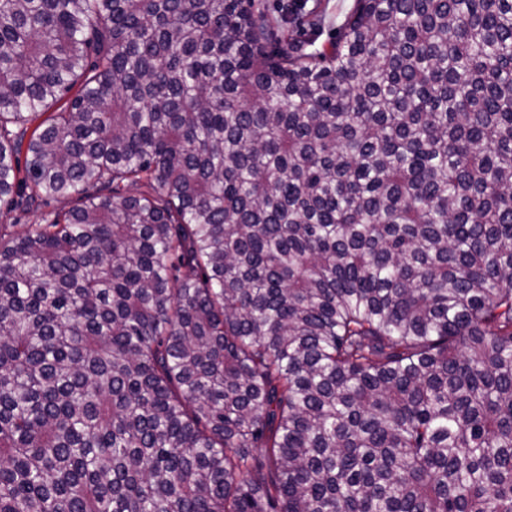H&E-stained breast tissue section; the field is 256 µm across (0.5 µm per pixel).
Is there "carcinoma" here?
Here are the masks:
<instances>
[{"mask_svg":"<svg viewBox=\"0 0 512 512\" xmlns=\"http://www.w3.org/2000/svg\"><path fill=\"white\" fill-rule=\"evenodd\" d=\"M316 41L0 0V512H512V0ZM73 206L70 200L60 199L53 201L50 205L43 210L31 211L25 214H19L18 212L12 211L8 213L7 219L3 218L2 222L5 224H18L13 230L21 231L30 227V224H42L44 214L48 212H64L69 210Z\"/></svg>","mask_w":512,"mask_h":512,"instance_id":"carcinoma-1","label":"carcinoma"}]
</instances>
